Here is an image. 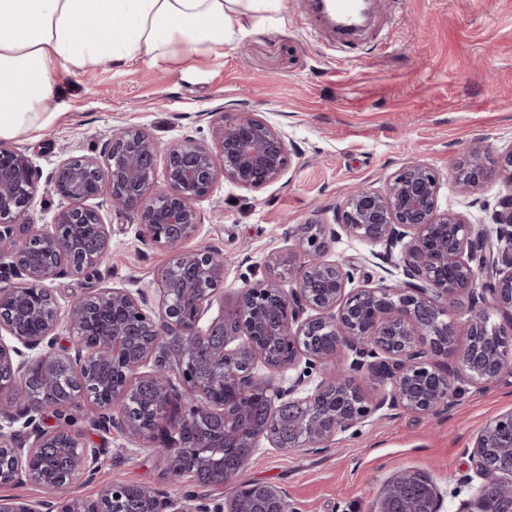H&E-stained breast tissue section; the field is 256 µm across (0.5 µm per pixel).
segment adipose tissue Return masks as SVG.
<instances>
[{
    "instance_id": "ef3b65f1",
    "label": "adipose tissue",
    "mask_w": 512,
    "mask_h": 512,
    "mask_svg": "<svg viewBox=\"0 0 512 512\" xmlns=\"http://www.w3.org/2000/svg\"><path fill=\"white\" fill-rule=\"evenodd\" d=\"M287 10L288 0H0V138L54 121L59 70L220 56Z\"/></svg>"
}]
</instances>
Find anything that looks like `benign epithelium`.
Returning a JSON list of instances; mask_svg holds the SVG:
<instances>
[{
    "label": "benign epithelium",
    "instance_id": "1",
    "mask_svg": "<svg viewBox=\"0 0 512 512\" xmlns=\"http://www.w3.org/2000/svg\"><path fill=\"white\" fill-rule=\"evenodd\" d=\"M214 137L213 147L184 137L162 148L144 129L121 127L100 157H69L45 180L27 150L0 141V394L19 387L25 395L19 408L0 402L1 485L57 491L92 477L104 449L67 426L45 427L47 418L85 406L93 428L153 442L155 424L136 423L129 402L170 401L168 469L198 486L222 487V480L201 476L224 460L199 456L182 466L181 449L210 447L186 440L200 423L218 424L230 437L238 413L286 417L297 434L288 445L267 434L276 447L327 448L379 409L447 408L455 385L485 387L512 369V195L500 201L491 224H470L440 210L442 177L421 162L401 168L381 190L353 188L338 206L339 229L317 219L300 225L306 261L290 289L280 268L291 259L273 252L264 279L241 289L236 326L222 320L200 328L223 288L226 259L208 248L181 249L201 224L198 203L222 179L265 189L283 176L292 151L284 131L255 115L220 118ZM495 175L512 182V147L495 156L477 142L448 170L466 194ZM44 188L60 205L51 223L37 224L32 214ZM100 198L132 216L143 244L172 251L154 277L158 307L145 290L112 287L79 296L63 311L48 288L61 275L98 273L106 264L109 225L88 205ZM340 231L389 252L401 247L403 278L347 290L355 262L325 260L328 241ZM463 295L472 312L466 343L455 365L437 367L429 358L448 352L457 335L450 303ZM492 308L507 322L492 321ZM258 361L270 375L254 372ZM302 362L288 385L272 377ZM315 368L319 381L310 389ZM350 374L390 390L368 400ZM466 454L473 472L466 479L476 476L481 488L500 494L478 492L457 512H512V412L488 421ZM413 482L427 490L426 510L438 512L435 485L417 471L392 478L375 512H394L399 490ZM135 496L149 500L153 512H224L222 502L189 511L150 487L121 481L95 498L0 499V512H127Z\"/></svg>",
    "mask_w": 512,
    "mask_h": 512
}]
</instances>
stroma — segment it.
<instances>
[{
    "label": "stroma",
    "instance_id": "stroma-1",
    "mask_svg": "<svg viewBox=\"0 0 512 512\" xmlns=\"http://www.w3.org/2000/svg\"><path fill=\"white\" fill-rule=\"evenodd\" d=\"M49 106L59 113L54 122L11 140L46 175L63 159L98 156L120 126L144 128L163 147L185 136L212 143L217 113H254L287 132L296 154L279 181L259 192L222 181L199 204L202 223L188 248L209 247L230 260L203 318L208 324L234 311L241 288L264 278L270 253L296 251L299 225L311 218L333 223L351 188H382L414 161L447 173L478 140L496 154L512 148V0H380L367 29L346 44L319 27L308 0H288L284 23L239 38L190 69L104 61L85 72L60 71ZM510 195L512 183L498 175L473 194L446 180L439 205L486 224ZM101 213L111 227L107 265L98 277L52 280L60 306L100 288L152 290L169 258L143 245L129 218L106 207ZM400 257V250L343 233L325 255L355 259L374 280ZM509 411L512 372L481 389L464 387L445 410H379L328 448L285 450L261 436L237 483L277 488L290 512H374L393 476L422 470L437 488L439 512H457L475 493L461 481L466 448L489 419ZM72 420L105 453L94 479L74 482L61 497H93L113 481L174 500L221 497V489L173 477L157 449L116 430H88L85 410Z\"/></svg>",
    "mask_w": 512,
    "mask_h": 512
}]
</instances>
